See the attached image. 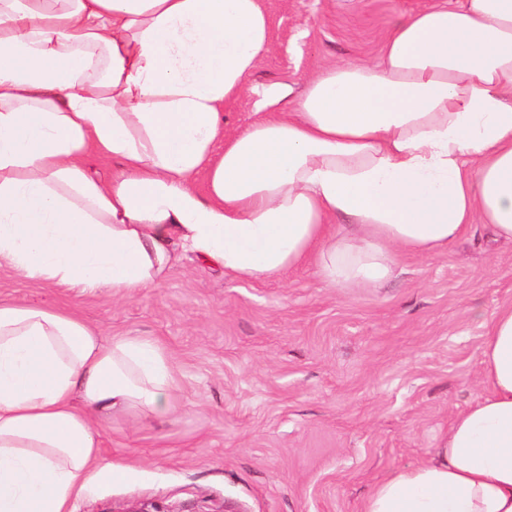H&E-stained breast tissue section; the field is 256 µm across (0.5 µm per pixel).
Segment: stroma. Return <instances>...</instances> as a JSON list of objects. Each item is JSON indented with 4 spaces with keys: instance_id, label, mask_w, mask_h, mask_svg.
Segmentation results:
<instances>
[{
    "instance_id": "1",
    "label": "stroma",
    "mask_w": 512,
    "mask_h": 512,
    "mask_svg": "<svg viewBox=\"0 0 512 512\" xmlns=\"http://www.w3.org/2000/svg\"><path fill=\"white\" fill-rule=\"evenodd\" d=\"M431 0H265L271 46L252 77L290 84L377 62L401 14ZM158 285L74 294L0 267V297L68 303L104 338L156 340L180 380L172 418L128 411L101 429L125 467L73 512H361L388 472L428 459L481 392L492 311L512 305V243L475 224L447 251L398 257L375 289L327 287L314 267L240 279L178 251Z\"/></svg>"
}]
</instances>
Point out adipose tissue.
<instances>
[{"instance_id": "1", "label": "adipose tissue", "mask_w": 512, "mask_h": 512, "mask_svg": "<svg viewBox=\"0 0 512 512\" xmlns=\"http://www.w3.org/2000/svg\"><path fill=\"white\" fill-rule=\"evenodd\" d=\"M270 35L262 0H0V266L130 297L182 248L241 279L310 262L374 288L471 225L512 241V0L398 16L378 63L270 85L225 132ZM481 384L361 512H512V305ZM178 391L157 341L0 298V512H71L115 473L98 422L169 414ZM255 112L254 99L251 95H242L224 110V129L226 132L240 131L259 118Z\"/></svg>"}]
</instances>
